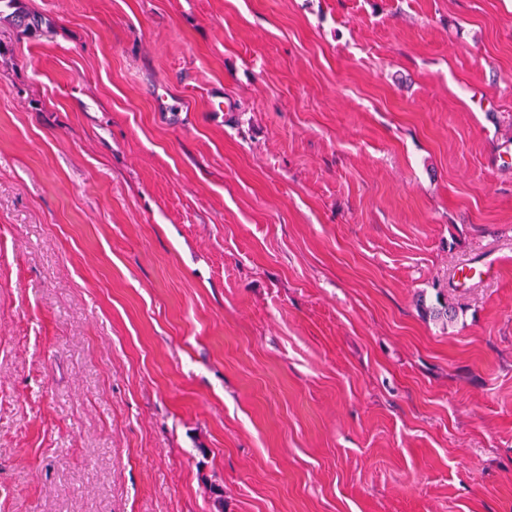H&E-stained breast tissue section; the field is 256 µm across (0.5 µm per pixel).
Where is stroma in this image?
Wrapping results in <instances>:
<instances>
[{
	"mask_svg": "<svg viewBox=\"0 0 512 512\" xmlns=\"http://www.w3.org/2000/svg\"><path fill=\"white\" fill-rule=\"evenodd\" d=\"M20 6L0 512H512V0ZM497 273L498 270L494 268L492 262L470 261L458 270L455 287L469 288L473 282L483 281Z\"/></svg>",
	"mask_w": 512,
	"mask_h": 512,
	"instance_id": "stroma-1",
	"label": "stroma"
}]
</instances>
